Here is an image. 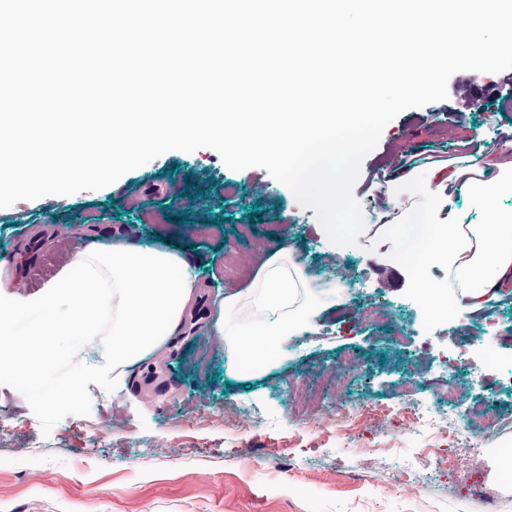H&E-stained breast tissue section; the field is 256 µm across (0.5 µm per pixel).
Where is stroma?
<instances>
[{
    "instance_id": "1",
    "label": "stroma",
    "mask_w": 512,
    "mask_h": 512,
    "mask_svg": "<svg viewBox=\"0 0 512 512\" xmlns=\"http://www.w3.org/2000/svg\"><path fill=\"white\" fill-rule=\"evenodd\" d=\"M482 108H474L473 98ZM404 153L403 176L387 173L389 156ZM512 164V69L460 71L446 99L403 111L389 122L363 160L352 194L365 223L396 224L415 210L436 219L486 211L465 185ZM444 194L428 197L427 181ZM191 186L190 209L173 203ZM108 227L188 247L203 284L195 321L211 322L216 293L245 288L261 253L250 242L292 243L296 260L316 281L339 289L320 302L311 333L288 337L279 357L248 372L213 330L192 333L165 352L128 369L122 380L75 356L53 371L73 375L80 398L48 404L26 397L0 376V512H488L485 495L512 512V479L503 473L512 452V288L499 289L488 319L439 315L383 277L378 259L393 250L381 234L357 244L329 241L314 210L301 206L265 169H230L215 150H172L115 183L71 195L20 200L0 208V263L32 289L61 267L86 235ZM371 312L357 321L354 310ZM343 377L341 402L368 407L365 422L338 438L333 411L325 432L293 422L289 382L314 375ZM427 381L418 399L403 388ZM455 386L454 404L434 389ZM485 404L494 426L479 431L477 454L435 449V462L414 464L427 442L411 430L417 405L467 415ZM46 446L33 455L32 442ZM427 490L388 493L406 464Z\"/></svg>"
}]
</instances>
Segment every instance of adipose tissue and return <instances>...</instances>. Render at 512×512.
<instances>
[{
	"label": "adipose tissue",
	"instance_id": "1",
	"mask_svg": "<svg viewBox=\"0 0 512 512\" xmlns=\"http://www.w3.org/2000/svg\"><path fill=\"white\" fill-rule=\"evenodd\" d=\"M485 208L483 224L436 222L427 214H409L403 223L386 225L395 242L384 270L403 273L409 292L426 294L420 271L432 264L448 270L456 287L435 295L436 308L484 312L485 299L512 279V210L496 201L512 195V171L490 181L469 183ZM292 247L268 252L247 288L225 295L214 307L215 330L224 348L251 371L276 358L283 341L305 330L310 313L300 303L305 286L289 270ZM201 282L182 252L146 247L132 236L111 232L79 250L35 294L0 307V375L17 380L23 394L53 402L60 394L79 396L77 384L63 388L49 381L48 367L102 337L100 368L122 374L124 368L183 335L199 298ZM248 301L252 320L228 325L227 309Z\"/></svg>",
	"mask_w": 512,
	"mask_h": 512
}]
</instances>
